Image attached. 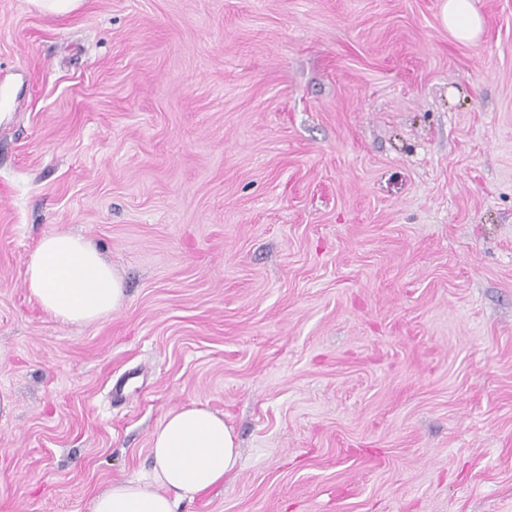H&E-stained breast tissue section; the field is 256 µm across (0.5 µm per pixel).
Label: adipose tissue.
Here are the masks:
<instances>
[{
    "mask_svg": "<svg viewBox=\"0 0 512 512\" xmlns=\"http://www.w3.org/2000/svg\"><path fill=\"white\" fill-rule=\"evenodd\" d=\"M443 20L462 42L482 25L474 0H445ZM25 280L41 308L64 323L98 321L124 299L119 277L97 247L68 233L39 240ZM151 455V470L94 496L89 512H177L182 501L223 485L239 463L232 427L199 404L165 416L152 434Z\"/></svg>",
    "mask_w": 512,
    "mask_h": 512,
    "instance_id": "obj_1",
    "label": "adipose tissue"
}]
</instances>
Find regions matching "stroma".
Segmentation results:
<instances>
[{
    "mask_svg": "<svg viewBox=\"0 0 512 512\" xmlns=\"http://www.w3.org/2000/svg\"><path fill=\"white\" fill-rule=\"evenodd\" d=\"M0 0V512H89L165 416L179 512H512V0ZM86 237L125 298L25 282ZM443 20L453 36L462 42L472 41L481 30V18L473 0H446ZM30 294L41 308L63 323H92L124 300V288L97 247L79 236L42 237L25 270ZM151 470L94 496L89 512H177L239 464L233 428L201 404L168 413L151 437Z\"/></svg>",
    "mask_w": 512,
    "mask_h": 512,
    "instance_id": "stroma-1",
    "label": "stroma"
}]
</instances>
